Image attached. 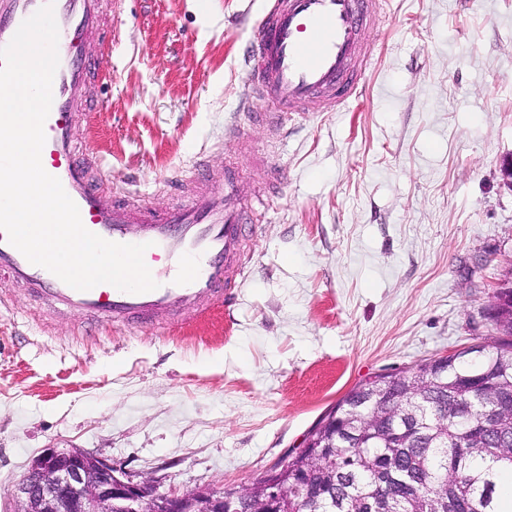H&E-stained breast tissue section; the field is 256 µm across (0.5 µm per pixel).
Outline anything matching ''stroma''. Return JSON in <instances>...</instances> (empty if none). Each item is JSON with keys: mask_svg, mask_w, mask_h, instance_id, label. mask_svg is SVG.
Returning a JSON list of instances; mask_svg holds the SVG:
<instances>
[{"mask_svg": "<svg viewBox=\"0 0 512 512\" xmlns=\"http://www.w3.org/2000/svg\"><path fill=\"white\" fill-rule=\"evenodd\" d=\"M263 0H106L78 142L113 187L177 203L202 155L237 162L249 277L230 304L149 327L37 309L0 277V512L33 456L82 448L160 491L242 487L355 385L498 333L512 269V0H384L344 111L250 125L242 52ZM279 167L280 184L270 182Z\"/></svg>", "mask_w": 512, "mask_h": 512, "instance_id": "stroma-1", "label": "stroma"}]
</instances>
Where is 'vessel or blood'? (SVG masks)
<instances>
[{"instance_id":"b4317fda","label":"vessel or blood","mask_w":512,"mask_h":512,"mask_svg":"<svg viewBox=\"0 0 512 512\" xmlns=\"http://www.w3.org/2000/svg\"><path fill=\"white\" fill-rule=\"evenodd\" d=\"M45 2L0 0V47ZM53 2L59 65L44 123L42 165L60 180L87 230L111 242L146 244L145 258L177 261L179 270L168 274L152 267L158 287L149 292H123L108 283L80 291L31 264L0 231V272L25 282L40 305L66 309L81 321L152 325L175 308L190 313L231 299L247 279L242 244L248 228L237 168L212 172L195 161L171 180L182 204L166 209L111 189L92 149L77 147L72 135L76 101L94 111L104 108L94 93L95 62L74 49L81 36L100 30L103 0ZM381 9L382 0H265L246 58L252 74L246 95L264 99L269 108L246 112L245 123L337 112L356 99L363 66L373 58L371 19Z\"/></svg>"}]
</instances>
